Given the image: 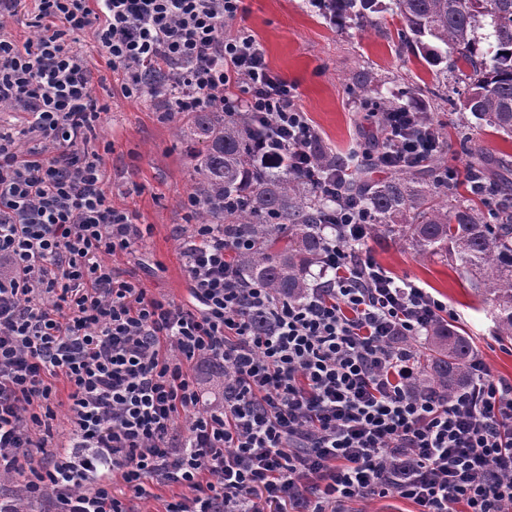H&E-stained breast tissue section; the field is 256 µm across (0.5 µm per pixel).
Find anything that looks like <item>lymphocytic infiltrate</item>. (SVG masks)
Listing matches in <instances>:
<instances>
[{
	"label": "lymphocytic infiltrate",
	"instance_id": "lymphocytic-infiltrate-1",
	"mask_svg": "<svg viewBox=\"0 0 512 512\" xmlns=\"http://www.w3.org/2000/svg\"><path fill=\"white\" fill-rule=\"evenodd\" d=\"M239 13L240 0H0V103L25 119L0 128V476L43 512H136L155 491L162 512H351L387 496L512 512V383L477 357L453 394L425 385L412 342L454 312L375 261L358 206L337 202L321 225L318 279L295 300L243 278L253 242L219 224L183 235L187 300L104 263L144 231L112 205L84 33L124 96L171 70L173 111L271 125L258 167L327 192L349 172L255 38L225 36ZM18 16L35 37L7 31ZM437 142L412 106L376 138L387 168ZM203 370L222 372L219 392Z\"/></svg>",
	"mask_w": 512,
	"mask_h": 512
}]
</instances>
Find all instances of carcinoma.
<instances>
[{
  "instance_id": "carcinoma-1",
  "label": "carcinoma",
  "mask_w": 512,
  "mask_h": 512,
  "mask_svg": "<svg viewBox=\"0 0 512 512\" xmlns=\"http://www.w3.org/2000/svg\"><path fill=\"white\" fill-rule=\"evenodd\" d=\"M338 27L382 12L381 0H319ZM404 42L432 64L457 51L464 75L463 106L478 121L512 139V0H391ZM487 33L478 35V30ZM194 148L193 193L200 224H222L224 233L246 235L255 247L237 257L245 279L295 299L308 286L322 240L318 225L333 200L299 175L268 173L252 152L262 131L237 114L188 112L179 128ZM464 183L481 191L466 198L459 182L439 176L445 150L419 166L396 169L381 181L361 169L341 188L364 208L378 231L408 243L420 256L441 255L469 275V287L492 307L496 335L512 340V161L506 153L478 148L468 153ZM426 382L454 392L467 378L473 357L468 339L441 323L426 340Z\"/></svg>"
}]
</instances>
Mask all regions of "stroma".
<instances>
[{"mask_svg":"<svg viewBox=\"0 0 512 512\" xmlns=\"http://www.w3.org/2000/svg\"><path fill=\"white\" fill-rule=\"evenodd\" d=\"M242 12L230 32L248 30L264 46L272 69L298 87L307 113L324 145L345 152L354 142H370L377 123L368 109L380 99L414 104L429 113L448 143L445 161L463 172L468 151L480 146L512 156V140L490 127H478L462 105H448L421 91L441 84L453 94L456 83L444 65H431L398 36L401 23L390 12L375 23L336 28L314 0H242ZM92 70L97 98L104 104L98 135L109 148L102 157L112 204L138 213L151 232L134 252L108 257L121 272L139 273L152 292L183 301L187 276L177 226L188 225L182 206L192 185L193 161L180 139L179 116L146 99L127 98L99 54L91 35L80 39ZM367 247L393 276L431 289L447 301L475 356L491 377L512 382V342L500 341L485 306L450 261L422 257L408 245L371 233Z\"/></svg>","mask_w":512,"mask_h":512,"instance_id":"obj_1","label":"stroma"}]
</instances>
